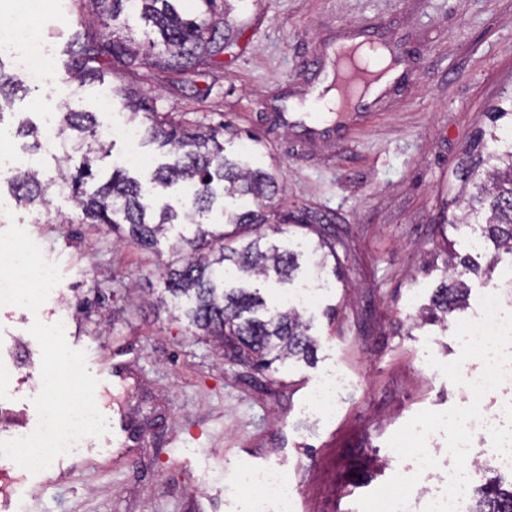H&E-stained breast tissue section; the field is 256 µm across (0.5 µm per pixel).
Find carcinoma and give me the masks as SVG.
<instances>
[{
    "label": "carcinoma",
    "instance_id": "carcinoma-1",
    "mask_svg": "<svg viewBox=\"0 0 512 512\" xmlns=\"http://www.w3.org/2000/svg\"><path fill=\"white\" fill-rule=\"evenodd\" d=\"M97 17L115 21L132 7L152 22L159 35L149 42L148 55L86 29L71 35L67 46L69 63L64 81L83 86L112 70L117 62L127 70L148 63L170 72L189 74L212 62L234 40L237 28L219 9L218 0H197L196 12L183 16L176 0H89ZM22 84L12 75L0 73V100L12 101ZM132 114L145 112L146 138L167 150L171 162L158 167L149 178L152 185L184 183L192 192L178 211L162 204L151 188L121 169L112 170L97 188L87 183L97 177L95 163L108 156L99 139L97 120L92 112L61 113L58 137L66 152L54 157L56 175L46 180L40 171H21L11 184L19 202L27 205L49 204V193H69L81 210L83 224H104L115 232L127 230V237L145 249L154 248L159 237L174 224L195 227L193 236L184 237L172 247V260L162 275L161 304L171 303L183 310L189 324L205 336L213 337L219 347H228L253 358L261 370L274 368L277 362L296 357L311 362L316 341L308 334L302 314L294 309L272 310L254 281L275 280L284 283L300 268L305 252L282 249L266 243L265 227L290 221L320 236L311 249L315 254L327 247L336 255V240L325 238L317 227L321 220L307 214L295 216L265 211L264 200L277 188L276 174L261 168L244 167L240 160L224 155L219 130L169 118L150 98L125 86L113 89ZM491 150L470 164L466 179L471 184L469 197L463 199L461 217L450 223L453 228L477 219L482 236L494 248L512 254V133H489ZM237 198L243 205L235 210L222 209L220 229L200 222L225 198ZM448 281L436 289L432 315L446 321L461 308L466 281L479 267L468 256L448 253ZM474 512H512V490L504 492L487 486L473 497Z\"/></svg>",
    "mask_w": 512,
    "mask_h": 512
}]
</instances>
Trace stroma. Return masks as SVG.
I'll list each match as a JSON object with an SVG mask.
<instances>
[{"label": "stroma", "mask_w": 512, "mask_h": 512, "mask_svg": "<svg viewBox=\"0 0 512 512\" xmlns=\"http://www.w3.org/2000/svg\"><path fill=\"white\" fill-rule=\"evenodd\" d=\"M238 37L216 63L178 76L146 65L121 69L70 93L61 80L62 50L78 27L96 28L87 0H46L34 26L51 51L54 105L28 86L0 108L8 133L0 152L21 151L23 121L69 109L95 113L107 128L123 109L99 102L113 85L153 97L175 119L223 129L226 155L275 168L269 209L311 211L338 240L304 318L317 340L313 362L277 371L220 355L186 319L155 310L171 239L153 253L102 224L81 223L68 194L51 195L47 212L13 205L16 223L57 264L63 298L37 313L0 310V366H12L34 320L68 323L67 343L86 353L106 418L105 434L84 452L39 475L38 495L0 498V512H236L226 496L241 466L283 465L297 485L296 512H358L357 499L394 467L387 441L424 409L463 404V393L427 363L456 359L452 328L425 320L446 281L449 250L492 276L471 277L467 311L512 275V255L473 248L468 227L447 224L448 200L461 192L458 167L490 130L493 112L512 96V0H229ZM376 34L403 56L404 71L356 113L348 130L317 133L289 118L304 104L337 43ZM99 172L130 152L129 174L146 180L166 157L156 145L109 138ZM41 354L0 384V406L36 428ZM346 384L335 415L310 396L323 377Z\"/></svg>", "instance_id": "1"}]
</instances>
